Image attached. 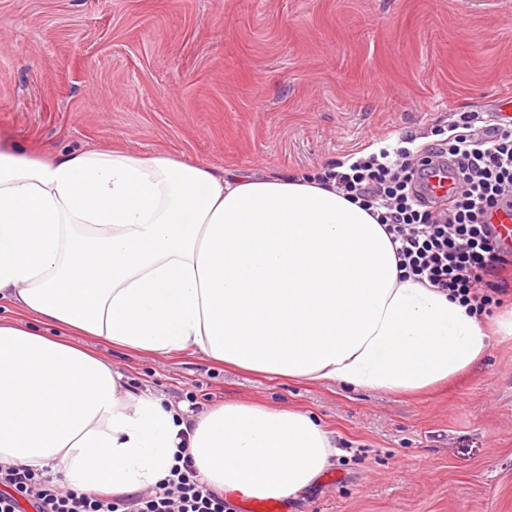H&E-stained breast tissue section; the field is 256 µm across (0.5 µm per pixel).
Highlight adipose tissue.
<instances>
[{"label":"adipose tissue","mask_w":512,"mask_h":512,"mask_svg":"<svg viewBox=\"0 0 512 512\" xmlns=\"http://www.w3.org/2000/svg\"><path fill=\"white\" fill-rule=\"evenodd\" d=\"M0 466L90 495L168 476L297 499L340 449L308 411L227 401L190 412L68 340L194 349L247 371L415 395L471 368L496 331L404 277L364 206L301 175L217 171L118 149L26 155L0 138Z\"/></svg>","instance_id":"ef3b65f1"}]
</instances>
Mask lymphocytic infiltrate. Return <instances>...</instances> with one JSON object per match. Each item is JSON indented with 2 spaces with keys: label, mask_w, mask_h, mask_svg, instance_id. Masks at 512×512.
Segmentation results:
<instances>
[{
  "label": "lymphocytic infiltrate",
  "mask_w": 512,
  "mask_h": 512,
  "mask_svg": "<svg viewBox=\"0 0 512 512\" xmlns=\"http://www.w3.org/2000/svg\"><path fill=\"white\" fill-rule=\"evenodd\" d=\"M448 166L461 187L435 200L421 185L422 173ZM318 180L335 182L347 198L376 211L400 268L460 300L479 316L503 304V274L512 258L489 231V216L512 201V126L494 117L460 113L448 137L422 154L400 149L369 155L347 169L326 168ZM0 512H232L222 495L197 475L191 455L154 488L134 494L90 496L64 489L32 469L0 468Z\"/></svg>",
  "instance_id": "obj_1"
}]
</instances>
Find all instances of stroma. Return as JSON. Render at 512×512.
I'll return each mask as SVG.
<instances>
[{"instance_id": "obj_1", "label": "stroma", "mask_w": 512, "mask_h": 512, "mask_svg": "<svg viewBox=\"0 0 512 512\" xmlns=\"http://www.w3.org/2000/svg\"><path fill=\"white\" fill-rule=\"evenodd\" d=\"M512 97V0H0V136L310 174L425 149ZM87 346L194 410L317 416L342 453L284 512H512V338L415 397Z\"/></svg>"}]
</instances>
